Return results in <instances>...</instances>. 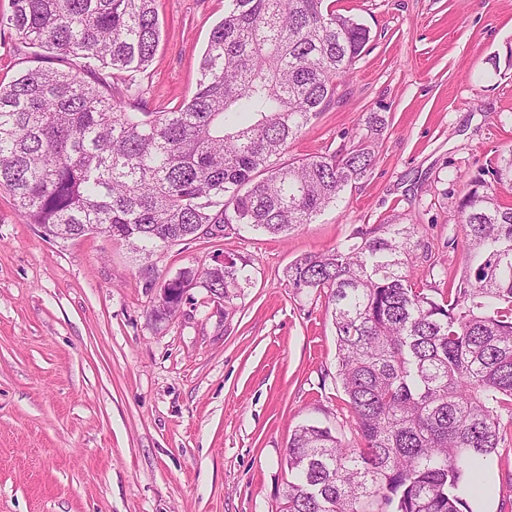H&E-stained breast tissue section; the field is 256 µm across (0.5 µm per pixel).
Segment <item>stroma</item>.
<instances>
[{
    "instance_id": "35a3bbf8",
    "label": "stroma",
    "mask_w": 512,
    "mask_h": 512,
    "mask_svg": "<svg viewBox=\"0 0 512 512\" xmlns=\"http://www.w3.org/2000/svg\"><path fill=\"white\" fill-rule=\"evenodd\" d=\"M335 8L370 40L283 158L365 144L376 164L288 236L228 228L145 255L99 234L46 236L0 187V512H281L297 426L353 442L327 300L296 292L286 271L361 227L413 224L419 286L458 278L456 205L512 148V0ZM157 9L158 48L134 77L150 112L194 94L224 0ZM42 61L0 32L1 84ZM227 256L250 275L233 298L197 286L155 317L164 280ZM500 424L474 512H512L511 409Z\"/></svg>"
}]
</instances>
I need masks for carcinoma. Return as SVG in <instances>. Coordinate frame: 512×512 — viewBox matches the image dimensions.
I'll list each match as a JSON object with an SVG mask.
<instances>
[{
	"label": "carcinoma",
	"instance_id": "obj_1",
	"mask_svg": "<svg viewBox=\"0 0 512 512\" xmlns=\"http://www.w3.org/2000/svg\"><path fill=\"white\" fill-rule=\"evenodd\" d=\"M157 0H12L0 19L52 65L0 85V186L54 238L109 233L137 251L203 224L272 235L312 223L376 157L362 147L279 163L331 102L369 29L326 0H224L193 96L164 112L122 104L113 83L144 72L160 40ZM512 150L480 171L454 211L463 267L441 300L415 287V225L381 224L297 259L298 293L325 294L337 375L359 439L299 426L283 512H473L464 490L501 441L512 403ZM248 281L235 259L163 282L218 299Z\"/></svg>",
	"mask_w": 512,
	"mask_h": 512
}]
</instances>
